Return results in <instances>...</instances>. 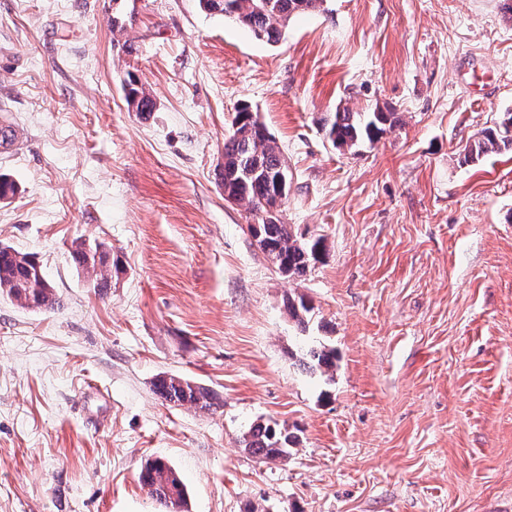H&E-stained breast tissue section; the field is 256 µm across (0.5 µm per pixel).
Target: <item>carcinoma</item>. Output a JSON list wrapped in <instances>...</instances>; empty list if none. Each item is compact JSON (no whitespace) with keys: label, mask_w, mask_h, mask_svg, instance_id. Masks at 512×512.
I'll list each match as a JSON object with an SVG mask.
<instances>
[{"label":"carcinoma","mask_w":512,"mask_h":512,"mask_svg":"<svg viewBox=\"0 0 512 512\" xmlns=\"http://www.w3.org/2000/svg\"><path fill=\"white\" fill-rule=\"evenodd\" d=\"M323 0H201L211 12L224 13L249 29L255 37L277 42L294 15L315 9ZM125 92L136 111L145 114L156 110V102L136 79L125 81ZM251 110L241 105L232 121L245 132H232L224 141V192L234 204L245 208L251 224L250 234L258 237L260 249L276 268L288 270V276L307 275L323 256L320 238L306 239L281 221L280 210L272 208L279 176L288 167L275 139L255 128H248ZM399 123L396 112L375 107L371 112L339 110L323 120L322 131L334 148L347 146L357 153L392 131ZM512 148V110L501 113L487 126L461 146V162H473L480 157ZM71 257L77 272L92 288L112 286V261L106 245L96 239L84 238L74 242ZM42 270L35 257L0 243V296L23 308L48 310L58 305L54 287L39 279ZM289 316L301 329H306L309 312L304 299H288ZM304 365L313 372L326 374L336 367V350L322 346L306 352ZM153 390L163 400L175 405L190 404L200 410L215 412L220 408L216 396L208 388L187 378L173 374L158 376ZM244 450L262 462H272L288 456L297 444L288 431L269 424L257 423L243 439ZM140 482L148 494L164 509L177 510L184 503L183 488L175 471L164 461L156 459L146 465Z\"/></svg>","instance_id":"cac0c4a2"}]
</instances>
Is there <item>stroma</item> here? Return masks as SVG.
<instances>
[{
	"mask_svg": "<svg viewBox=\"0 0 512 512\" xmlns=\"http://www.w3.org/2000/svg\"><path fill=\"white\" fill-rule=\"evenodd\" d=\"M503 4L326 0L269 43L198 0H0V125L25 135L0 242L59 297H0V512H160L156 459L188 512H512V151L459 156L512 110ZM244 102L288 164L283 222L324 240L305 279L224 198ZM378 106L402 126L326 141L320 118ZM79 237L110 249L111 288L78 275ZM319 343L329 379L291 357ZM162 373L221 408L164 402ZM258 422L297 437L288 459L244 451ZM125 92L129 102L134 105L136 112L141 114L155 112L156 102L146 90L139 86L135 78H130L125 81ZM140 482L148 494L167 512L180 511L184 503L183 488L175 471L163 460L156 459L146 465Z\"/></svg>",
	"mask_w": 512,
	"mask_h": 512,
	"instance_id": "stroma-1",
	"label": "stroma"
}]
</instances>
